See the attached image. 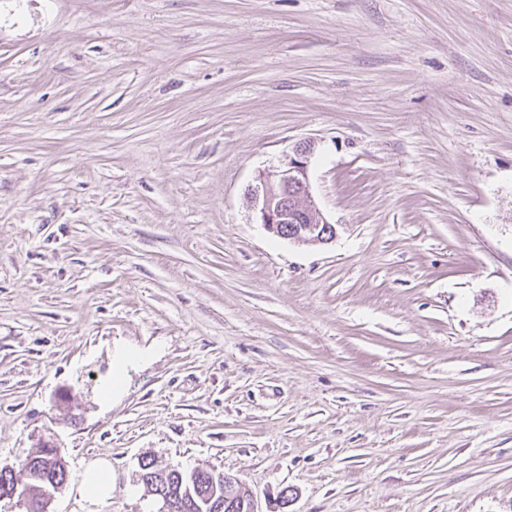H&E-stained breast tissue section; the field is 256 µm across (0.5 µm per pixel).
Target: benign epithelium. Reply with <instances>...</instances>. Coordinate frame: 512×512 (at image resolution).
Returning a JSON list of instances; mask_svg holds the SVG:
<instances>
[{
	"mask_svg": "<svg viewBox=\"0 0 512 512\" xmlns=\"http://www.w3.org/2000/svg\"><path fill=\"white\" fill-rule=\"evenodd\" d=\"M313 150L309 140L295 144L284 163L258 171L247 190L255 223L298 245H324L336 238V225L324 218L311 194L309 158Z\"/></svg>",
	"mask_w": 512,
	"mask_h": 512,
	"instance_id": "1",
	"label": "benign epithelium"
}]
</instances>
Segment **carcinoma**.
<instances>
[{"label":"carcinoma","mask_w":512,"mask_h":512,"mask_svg":"<svg viewBox=\"0 0 512 512\" xmlns=\"http://www.w3.org/2000/svg\"><path fill=\"white\" fill-rule=\"evenodd\" d=\"M22 470L28 482L18 486L13 471L0 468V498L17 496L24 500L26 512H39L36 505L40 500L52 495L66 481V463L57 456H49V451L40 448L28 454L22 461ZM144 474L164 472L168 494L176 499L187 501L184 512H228L224 507V486L220 474L209 470L185 472L179 468L159 469L149 461L140 465Z\"/></svg>","instance_id":"1"}]
</instances>
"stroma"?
I'll return each instance as SVG.
<instances>
[{"instance_id": "obj_1", "label": "stroma", "mask_w": 512, "mask_h": 512, "mask_svg": "<svg viewBox=\"0 0 512 512\" xmlns=\"http://www.w3.org/2000/svg\"><path fill=\"white\" fill-rule=\"evenodd\" d=\"M303 140L326 245L246 200ZM46 443L48 512H158L147 458L512 512V0H0V468ZM84 485L90 498L108 497L112 493V476L109 464L103 460L90 467L85 473Z\"/></svg>"}]
</instances>
